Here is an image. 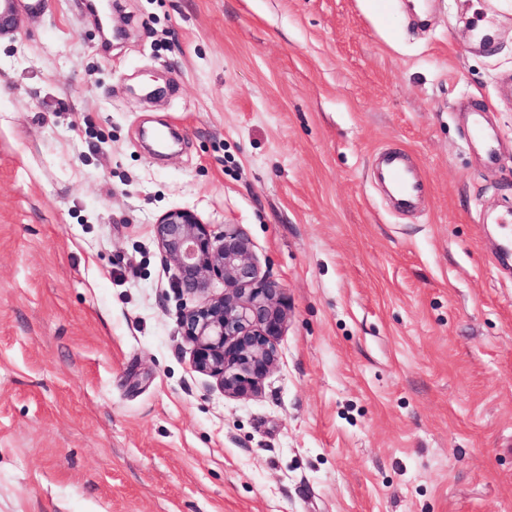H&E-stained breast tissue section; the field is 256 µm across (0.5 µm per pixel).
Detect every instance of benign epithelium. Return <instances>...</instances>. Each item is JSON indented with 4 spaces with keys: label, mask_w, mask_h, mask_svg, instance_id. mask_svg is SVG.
I'll list each match as a JSON object with an SVG mask.
<instances>
[{
    "label": "benign epithelium",
    "mask_w": 512,
    "mask_h": 512,
    "mask_svg": "<svg viewBox=\"0 0 512 512\" xmlns=\"http://www.w3.org/2000/svg\"><path fill=\"white\" fill-rule=\"evenodd\" d=\"M18 26L15 11L0 9V37ZM158 246L178 271L175 288L189 299L208 293L214 278L224 294L182 309L178 333L190 346L191 366L215 380L226 396L256 393L278 361L288 305L283 288L260 276L252 244L238 229L215 234L187 209H174L154 225Z\"/></svg>",
    "instance_id": "benign-epithelium-1"
}]
</instances>
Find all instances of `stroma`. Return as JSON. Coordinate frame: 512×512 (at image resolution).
<instances>
[{
  "instance_id": "obj_1",
  "label": "stroma",
  "mask_w": 512,
  "mask_h": 512,
  "mask_svg": "<svg viewBox=\"0 0 512 512\" xmlns=\"http://www.w3.org/2000/svg\"><path fill=\"white\" fill-rule=\"evenodd\" d=\"M111 4V43L89 0L0 38V512H512V9ZM175 208L284 289L256 395L191 368ZM381 164L380 174L389 182L402 208H412L419 198L429 192L428 182L419 177L417 171L406 162L401 151H383Z\"/></svg>"
}]
</instances>
